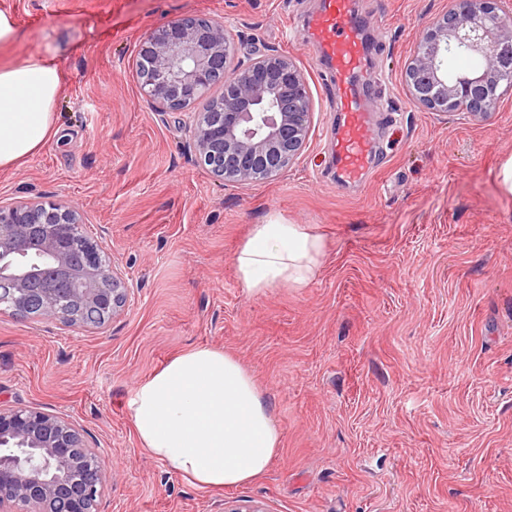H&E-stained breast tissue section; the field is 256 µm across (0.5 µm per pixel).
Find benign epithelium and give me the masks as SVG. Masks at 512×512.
I'll return each instance as SVG.
<instances>
[{"label":"benign epithelium","instance_id":"obj_1","mask_svg":"<svg viewBox=\"0 0 512 512\" xmlns=\"http://www.w3.org/2000/svg\"><path fill=\"white\" fill-rule=\"evenodd\" d=\"M224 22L184 15L139 44L137 78L160 112H184L189 147L210 172L249 185L286 171L310 138L313 100L301 67L275 51L234 62ZM465 51L480 66L457 72ZM512 74V15L502 0H449L406 64L412 99L434 112L463 107L475 118L495 108L488 87ZM224 94L206 112L190 107L218 81ZM79 211L43 195L0 203V305L66 327L105 325L131 298L111 258L82 235ZM112 470L64 416L0 404V512H99Z\"/></svg>","mask_w":512,"mask_h":512}]
</instances>
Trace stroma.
Listing matches in <instances>:
<instances>
[{
    "instance_id": "obj_1",
    "label": "stroma",
    "mask_w": 512,
    "mask_h": 512,
    "mask_svg": "<svg viewBox=\"0 0 512 512\" xmlns=\"http://www.w3.org/2000/svg\"><path fill=\"white\" fill-rule=\"evenodd\" d=\"M387 85L380 153L336 179V90L289 24L319 0H0L21 39L1 62L49 54L65 74L61 131L0 168V201L62 197L124 272L125 312L95 328L0 308V402L67 416L115 475L101 512H512V90L493 113L415 104L404 67L447 0H355ZM222 20L238 59L293 55L312 133L272 180L226 184L189 149L183 116L140 92L136 50L183 14ZM308 224L327 248L305 287L240 288L233 258L254 225ZM236 357L281 433L266 474L203 489L169 472L126 401L173 356Z\"/></svg>"
}]
</instances>
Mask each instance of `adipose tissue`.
<instances>
[{"instance_id":"adipose-tissue-1","label":"adipose tissue","mask_w":512,"mask_h":512,"mask_svg":"<svg viewBox=\"0 0 512 512\" xmlns=\"http://www.w3.org/2000/svg\"><path fill=\"white\" fill-rule=\"evenodd\" d=\"M64 84L49 55L0 65V168L35 155L60 131ZM325 241L307 224L255 225L234 257L239 285L253 294L306 286ZM144 448L170 471L204 488H233L264 474L280 434L254 376L210 347L176 355L127 401Z\"/></svg>"}]
</instances>
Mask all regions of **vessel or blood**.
I'll list each match as a JSON object with an SVG mask.
<instances>
[{
	"label": "vessel or blood",
	"instance_id": "vessel-or-blood-1",
	"mask_svg": "<svg viewBox=\"0 0 512 512\" xmlns=\"http://www.w3.org/2000/svg\"><path fill=\"white\" fill-rule=\"evenodd\" d=\"M367 23L358 17L354 0H322L319 11L301 22V33L317 48L319 62L328 63V76L341 90L338 110L341 121L332 138L336 172L347 183L360 182L372 169L376 148L371 114L373 105L358 92L360 79L380 85L378 75L365 71L363 32Z\"/></svg>",
	"mask_w": 512,
	"mask_h": 512
}]
</instances>
